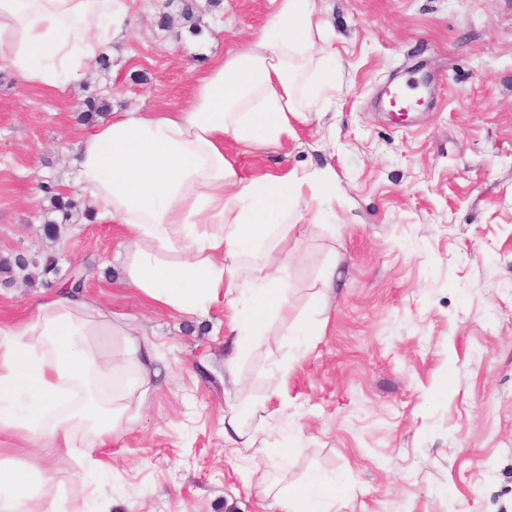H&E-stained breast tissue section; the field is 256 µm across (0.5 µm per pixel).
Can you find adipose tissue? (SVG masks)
<instances>
[{
  "label": "adipose tissue",
  "instance_id": "ef3b65f1",
  "mask_svg": "<svg viewBox=\"0 0 512 512\" xmlns=\"http://www.w3.org/2000/svg\"><path fill=\"white\" fill-rule=\"evenodd\" d=\"M126 0H0V48L28 84L83 80L103 44L122 34ZM316 0H281L251 44L212 60L175 111L113 112L80 136L76 186L94 221L120 225L117 281L169 312L192 317L227 301L245 349L288 310V222L303 191L336 193V172L242 178L225 139L249 150L295 139L316 100L336 87L323 56ZM167 367L126 315L54 294L0 325V439L37 449L42 462L0 448V512H109L101 501L42 494L48 472L75 449L95 452L131 430ZM336 488L318 479L282 508L328 512Z\"/></svg>",
  "mask_w": 512,
  "mask_h": 512
}]
</instances>
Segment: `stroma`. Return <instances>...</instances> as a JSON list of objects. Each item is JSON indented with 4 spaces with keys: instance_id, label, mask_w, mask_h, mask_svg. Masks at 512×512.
I'll list each match as a JSON object with an SVG mask.
<instances>
[{
    "instance_id": "stroma-1",
    "label": "stroma",
    "mask_w": 512,
    "mask_h": 512,
    "mask_svg": "<svg viewBox=\"0 0 512 512\" xmlns=\"http://www.w3.org/2000/svg\"><path fill=\"white\" fill-rule=\"evenodd\" d=\"M128 4L123 39L103 49L109 70L53 91L0 69V258H58L37 288L0 273V323L26 317L76 264L85 294L131 316L171 366L133 429L101 450L97 478L79 448L49 494H101L112 512H278L263 470L285 493L336 482L333 512H512V0H319L335 93L288 145L251 157L224 143L246 177L336 171L335 197L304 194L288 238V319L315 335L298 351L272 320L237 355L233 384L234 309L181 319L113 284L118 225L77 223L50 241L39 183L74 175L85 97L180 108L211 55L247 47L280 0H197V37L183 0ZM394 79L428 107L391 115L381 94ZM232 405L255 447L225 441Z\"/></svg>"
}]
</instances>
